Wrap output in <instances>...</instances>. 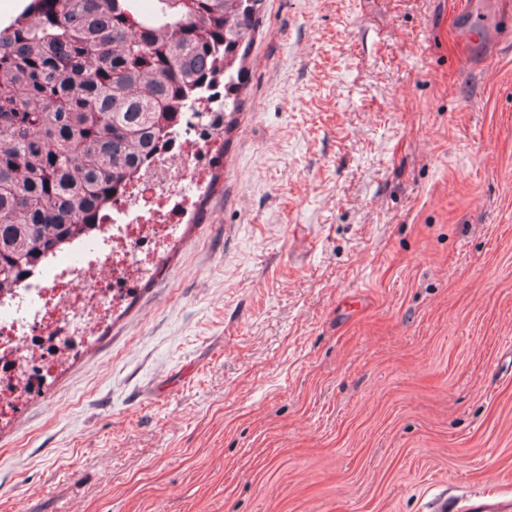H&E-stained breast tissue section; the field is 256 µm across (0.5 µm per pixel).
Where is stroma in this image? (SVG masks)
Segmentation results:
<instances>
[{
    "label": "stroma",
    "mask_w": 512,
    "mask_h": 512,
    "mask_svg": "<svg viewBox=\"0 0 512 512\" xmlns=\"http://www.w3.org/2000/svg\"><path fill=\"white\" fill-rule=\"evenodd\" d=\"M264 0L222 175L0 420V512H475L512 497V32Z\"/></svg>",
    "instance_id": "1"
}]
</instances>
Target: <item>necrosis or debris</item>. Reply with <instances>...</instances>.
<instances>
[{
	"label": "necrosis or debris",
	"mask_w": 512,
	"mask_h": 512,
	"mask_svg": "<svg viewBox=\"0 0 512 512\" xmlns=\"http://www.w3.org/2000/svg\"><path fill=\"white\" fill-rule=\"evenodd\" d=\"M221 131L211 119L176 125L93 235L73 238L69 251L0 289V415L39 395L57 364L152 274L169 238L189 222L195 192L208 186Z\"/></svg>",
	"instance_id": "necrosis-or-debris-1"
}]
</instances>
